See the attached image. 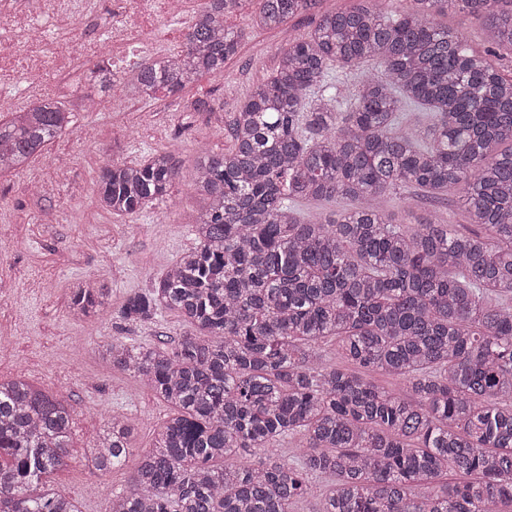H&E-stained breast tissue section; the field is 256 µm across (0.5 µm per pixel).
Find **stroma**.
<instances>
[{
	"label": "stroma",
	"mask_w": 512,
	"mask_h": 512,
	"mask_svg": "<svg viewBox=\"0 0 512 512\" xmlns=\"http://www.w3.org/2000/svg\"><path fill=\"white\" fill-rule=\"evenodd\" d=\"M257 0H245L227 19L244 29L239 53L220 79H199L176 94L161 93L123 121L108 112H78L73 134L51 144L24 171L0 177V379L26 374L51 387L73 408V441L67 466L49 483L70 495L79 512H107L113 492L125 489L136 465L132 456L103 474L84 459L103 420L118 412L136 428L135 446L151 448L170 409L139 379L99 361V345L118 340L175 345L191 329L166 314L151 324L127 323L116 316L125 298L148 287L195 243L193 224L205 203L193 188L201 149L221 152L231 145L232 112L275 70L283 46L275 30L259 28ZM210 102L208 112L187 110L188 101ZM174 150L180 176L170 196L140 214L117 218L97 201L96 181L109 161H135L151 149ZM73 158L52 177L60 152ZM458 190L434 199L411 187L378 196L377 205L394 222L439 219L465 228ZM56 215L40 222L41 212ZM78 278L104 281L107 314L84 321L67 314L68 286Z\"/></svg>",
	"instance_id": "35a3bbf8"
}]
</instances>
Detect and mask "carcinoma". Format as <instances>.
Masks as SVG:
<instances>
[{"instance_id": "obj_1", "label": "carcinoma", "mask_w": 512, "mask_h": 512, "mask_svg": "<svg viewBox=\"0 0 512 512\" xmlns=\"http://www.w3.org/2000/svg\"><path fill=\"white\" fill-rule=\"evenodd\" d=\"M245 0H209L183 56L147 60L125 88L176 94L224 72L245 38L224 25ZM317 0H259L258 27L285 31ZM384 0L322 13L288 38L276 71L233 113L232 147L200 157L206 201L196 244L126 298L119 318L171 312L195 332L177 344L98 350L144 381L171 414L139 454L108 512H290L329 480L315 512H512V77L492 59L512 49V0ZM485 18L484 52L435 20ZM374 61L381 75L353 72ZM430 109L419 136L400 129ZM74 131L58 101L0 121V175ZM179 161L155 150L110 161L98 202L132 217L164 200ZM403 186L462 191L472 230L428 219L399 224L376 198ZM336 196L354 208L303 221L296 203ZM106 288L74 283L76 319L103 311ZM343 358L399 377V396L328 366ZM301 436L290 465L279 454ZM134 429L112 413L85 458L103 473L133 452ZM72 413L23 376L0 379V512H78L43 478L67 465ZM453 473L459 479L438 484Z\"/></svg>"}]
</instances>
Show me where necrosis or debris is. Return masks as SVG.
Wrapping results in <instances>:
<instances>
[{
	"instance_id": "obj_1",
	"label": "necrosis or debris",
	"mask_w": 512,
	"mask_h": 512,
	"mask_svg": "<svg viewBox=\"0 0 512 512\" xmlns=\"http://www.w3.org/2000/svg\"><path fill=\"white\" fill-rule=\"evenodd\" d=\"M202 11L201 0H0V85L20 89L10 111L67 95L70 70L118 64L132 40L168 55L164 28Z\"/></svg>"
}]
</instances>
